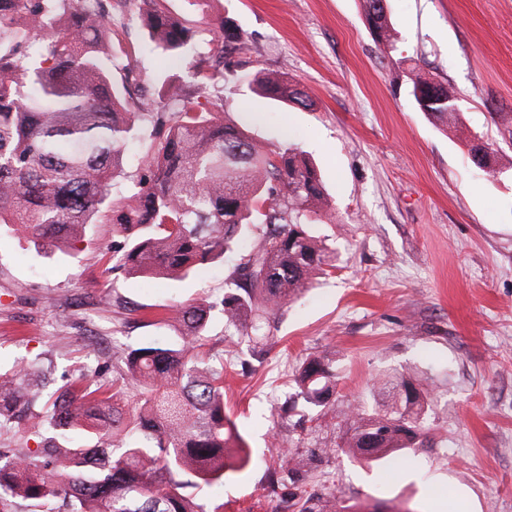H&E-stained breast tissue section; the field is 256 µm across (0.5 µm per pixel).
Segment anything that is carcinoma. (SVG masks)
Wrapping results in <instances>:
<instances>
[{"label":"carcinoma","instance_id":"carcinoma-1","mask_svg":"<svg viewBox=\"0 0 512 512\" xmlns=\"http://www.w3.org/2000/svg\"><path fill=\"white\" fill-rule=\"evenodd\" d=\"M150 43L182 64L199 84L238 80L224 58L242 41L228 20L209 30L219 50L205 58L186 48L197 35L172 15L165 0H143ZM387 0H360L376 40L396 41ZM140 47L112 41V0H0V224H12L34 246L70 253L95 223L112 225V265L105 272L131 278L179 280L224 262L241 248L243 228L256 237L239 254L217 303L172 308L180 341L130 351L115 364L112 384L84 374L52 394L46 421L28 432L40 440L42 462L23 448L0 452V507L21 499L32 512H220L193 494L222 484L252 463L224 404V359L206 361L211 312L220 307L232 343L253 353L271 339L267 328L285 305L300 299L328 272L330 255L311 225L336 222L318 173L293 142L274 148L214 112L181 84L167 83L131 102L113 82ZM416 108L445 128L461 122L458 95L448 82L413 69ZM258 94L285 105L308 106L288 74L262 69ZM153 123L150 150L126 194L112 189L126 178L127 150L144 121ZM501 139L512 140V113H490ZM485 135L465 140L471 163ZM296 391L279 412L303 406L312 414L336 387L332 361L307 358ZM384 409L360 403L340 447L371 462L424 444L427 403L416 379H388ZM44 395L39 372L19 362L0 373V426ZM332 452L288 453L280 472L296 487L307 467ZM294 512H342L309 496Z\"/></svg>","mask_w":512,"mask_h":512}]
</instances>
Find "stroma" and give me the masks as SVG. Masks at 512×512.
<instances>
[{"label": "stroma", "instance_id": "stroma-1", "mask_svg": "<svg viewBox=\"0 0 512 512\" xmlns=\"http://www.w3.org/2000/svg\"><path fill=\"white\" fill-rule=\"evenodd\" d=\"M397 41L379 44L360 0H211L203 17H229L245 42L241 82L197 87L261 143H298L317 163L337 221L317 225L330 274L279 314L272 341L230 373L224 401L256 466L204 488L222 512H274L268 468L281 445L331 449L306 477L309 493L339 497L350 512H512V180L474 169L463 142L487 131L512 144L489 115L512 113V0H389ZM113 29L142 51L115 72L132 96L150 84L192 79L149 46L140 0L114 12ZM450 82L461 124L447 130L419 112L408 67ZM288 73L312 105L289 107L252 92L258 69ZM112 227L95 225L76 255L44 254L0 226V369L23 360L57 381L98 370L111 382L123 351L173 343L166 308L224 295L236 257L181 282L106 273ZM314 354L336 368V391L318 416L271 417L292 394L290 378ZM428 384L423 447L364 463L337 443L357 402L386 374Z\"/></svg>", "mask_w": 512, "mask_h": 512}]
</instances>
